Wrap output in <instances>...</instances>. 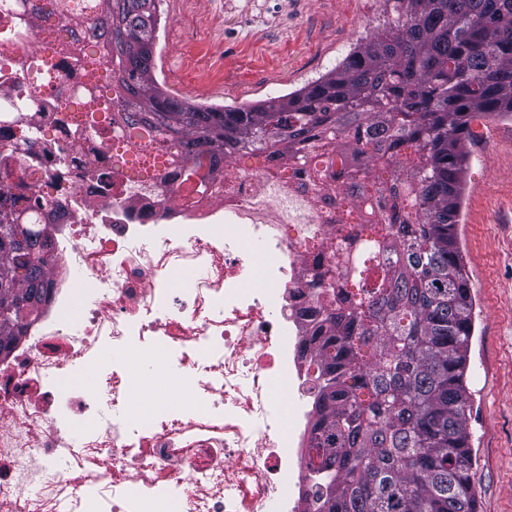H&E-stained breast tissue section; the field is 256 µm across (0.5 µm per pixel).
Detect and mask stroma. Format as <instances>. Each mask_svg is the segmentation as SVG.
I'll use <instances>...</instances> for the list:
<instances>
[{
    "label": "stroma",
    "instance_id": "obj_1",
    "mask_svg": "<svg viewBox=\"0 0 512 512\" xmlns=\"http://www.w3.org/2000/svg\"><path fill=\"white\" fill-rule=\"evenodd\" d=\"M155 77L213 107L257 104L319 78L397 14L391 0H161ZM458 235L475 303L468 351L473 484L478 512H512V116L475 121ZM186 378L161 370L138 384L127 417L148 399L184 403Z\"/></svg>",
    "mask_w": 512,
    "mask_h": 512
}]
</instances>
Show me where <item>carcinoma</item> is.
<instances>
[{"label": "carcinoma", "instance_id": "carcinoma-1", "mask_svg": "<svg viewBox=\"0 0 512 512\" xmlns=\"http://www.w3.org/2000/svg\"><path fill=\"white\" fill-rule=\"evenodd\" d=\"M160 0H53L64 22L89 21L76 49L75 102L112 117L76 124L117 162L162 165L204 194L247 148L302 173L360 231L315 252L309 287L324 308L313 336L322 384L308 467L318 512H477L465 384L474 301L458 242L472 123L512 116V0H393L396 22L359 43L297 92L217 108L164 91L154 52ZM37 19L0 17V37L23 44ZM26 170L0 152V282L41 303L50 259L10 196ZM22 238L25 253L13 247ZM0 318V352L31 317Z\"/></svg>", "mask_w": 512, "mask_h": 512}]
</instances>
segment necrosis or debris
<instances>
[{"label": "necrosis or debris", "instance_id": "obj_1", "mask_svg": "<svg viewBox=\"0 0 512 512\" xmlns=\"http://www.w3.org/2000/svg\"><path fill=\"white\" fill-rule=\"evenodd\" d=\"M63 52L58 40L36 51L56 78L25 119L59 129L19 154L29 178L15 195L52 258L38 319L0 354V512H86L90 485L98 512H140L141 497L168 512L186 482L183 512H315L310 254L314 240L355 225L333 204L296 210L259 150L209 194L164 203L170 185L140 181L93 139L66 134L77 83ZM95 167L112 171L110 198L88 175ZM41 196L49 210L36 208ZM254 251L269 258L267 286L246 294ZM161 348L191 376L195 409L143 429L98 424L102 406L122 411ZM87 366L91 384H69L67 370ZM281 375L293 403L285 420L273 412Z\"/></svg>", "mask_w": 512, "mask_h": 512}]
</instances>
